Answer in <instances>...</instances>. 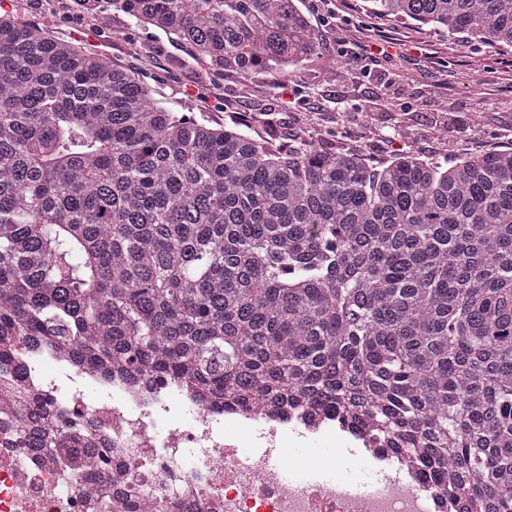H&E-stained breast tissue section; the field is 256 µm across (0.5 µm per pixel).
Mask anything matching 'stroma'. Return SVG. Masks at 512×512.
Masks as SVG:
<instances>
[{
  "mask_svg": "<svg viewBox=\"0 0 512 512\" xmlns=\"http://www.w3.org/2000/svg\"><path fill=\"white\" fill-rule=\"evenodd\" d=\"M22 17L58 38L138 69L166 98H193L202 115L220 124L245 116L258 127L271 123L284 138L298 131L317 138L332 133L337 145L358 149L372 163L387 161L410 144L426 157L440 158L512 143V92L487 90L468 73L469 63L492 56V49L409 21L384 18L380 24L447 54L454 78L416 76L408 60L401 68L381 65L360 77L355 62L337 53L336 29L330 25L316 29L318 59L289 76L269 72L246 81L205 74L162 31L129 32L122 15L106 27L70 6L34 7L27 2ZM358 77L363 80L360 97L345 99L340 88ZM314 104L332 115V122L309 123L304 111Z\"/></svg>",
  "mask_w": 512,
  "mask_h": 512,
  "instance_id": "stroma-1",
  "label": "stroma"
}]
</instances>
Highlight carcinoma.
Returning a JSON list of instances; mask_svg holds the SVG:
<instances>
[{
	"label": "carcinoma",
	"mask_w": 512,
	"mask_h": 512,
	"mask_svg": "<svg viewBox=\"0 0 512 512\" xmlns=\"http://www.w3.org/2000/svg\"><path fill=\"white\" fill-rule=\"evenodd\" d=\"M161 30L211 74H292L302 0H76ZM512 49V0H364ZM168 104L131 68L0 14V390L19 448L97 449L18 390L62 370L289 400L421 459L457 512H512V145L373 165Z\"/></svg>",
	"instance_id": "1"
}]
</instances>
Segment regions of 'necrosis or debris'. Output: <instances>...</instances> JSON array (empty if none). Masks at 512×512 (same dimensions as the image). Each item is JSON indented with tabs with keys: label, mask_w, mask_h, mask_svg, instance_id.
Wrapping results in <instances>:
<instances>
[{
	"label": "necrosis or debris",
	"mask_w": 512,
	"mask_h": 512,
	"mask_svg": "<svg viewBox=\"0 0 512 512\" xmlns=\"http://www.w3.org/2000/svg\"><path fill=\"white\" fill-rule=\"evenodd\" d=\"M65 421L98 443L95 478L0 442V512H127L140 498L149 512H454L452 497L421 481L415 459L389 457L369 434L350 437L336 418L307 425L303 413L201 401L181 384L133 382L83 371ZM391 478L376 493H353L344 479L301 481L315 467L292 456L298 445L342 444ZM260 456L241 455L244 445Z\"/></svg>",
	"instance_id": "obj_1"
}]
</instances>
